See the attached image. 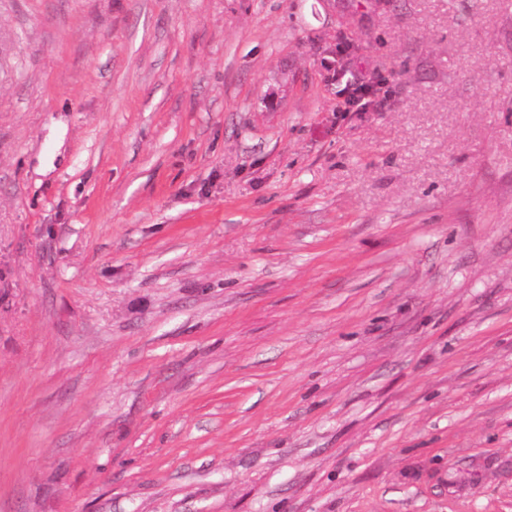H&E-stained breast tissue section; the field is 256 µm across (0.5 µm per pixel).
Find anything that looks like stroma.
<instances>
[{
	"label": "stroma",
	"instance_id": "stroma-1",
	"mask_svg": "<svg viewBox=\"0 0 512 512\" xmlns=\"http://www.w3.org/2000/svg\"><path fill=\"white\" fill-rule=\"evenodd\" d=\"M0 512H512V0H0ZM372 87L365 81L361 75H355L354 82L346 85L344 93L339 96L336 102V109L340 112H369L373 101L371 98L364 99L358 96L364 93L365 90H370Z\"/></svg>",
	"mask_w": 512,
	"mask_h": 512
}]
</instances>
